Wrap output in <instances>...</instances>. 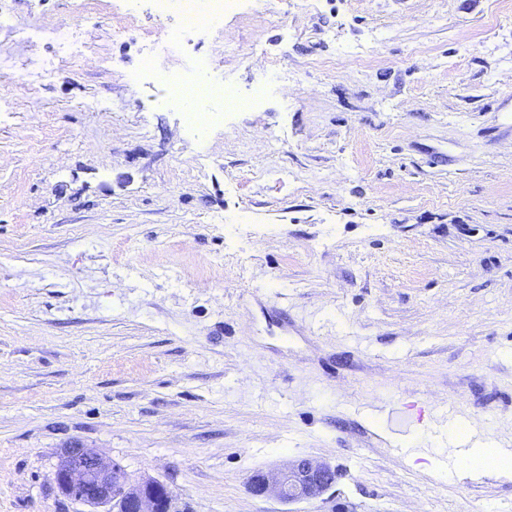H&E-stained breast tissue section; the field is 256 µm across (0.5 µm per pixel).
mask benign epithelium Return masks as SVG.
Here are the masks:
<instances>
[{
  "mask_svg": "<svg viewBox=\"0 0 512 512\" xmlns=\"http://www.w3.org/2000/svg\"><path fill=\"white\" fill-rule=\"evenodd\" d=\"M60 492L90 507V512H170L172 491L153 478L130 479L123 467L72 443L65 448L55 472ZM336 483V470L325 462L301 458L280 471L257 473L251 492L274 495L292 503L318 498Z\"/></svg>",
  "mask_w": 512,
  "mask_h": 512,
  "instance_id": "7a95c632",
  "label": "benign epithelium"
}]
</instances>
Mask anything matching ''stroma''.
Here are the masks:
<instances>
[{
    "label": "stroma",
    "mask_w": 512,
    "mask_h": 512,
    "mask_svg": "<svg viewBox=\"0 0 512 512\" xmlns=\"http://www.w3.org/2000/svg\"><path fill=\"white\" fill-rule=\"evenodd\" d=\"M9 6L0 512H84L73 442L176 512H512L460 474L512 448V0H255L159 62L267 85L203 136L127 78L153 15ZM303 457L336 485L252 494ZM55 39L59 47V58L46 63V70H54L57 63L64 60H74L83 54L87 45L71 30L57 29L54 31ZM511 455L500 448H469L462 470L471 477L477 478L488 471H496L504 467L511 469Z\"/></svg>",
    "instance_id": "35a3bbf8"
}]
</instances>
